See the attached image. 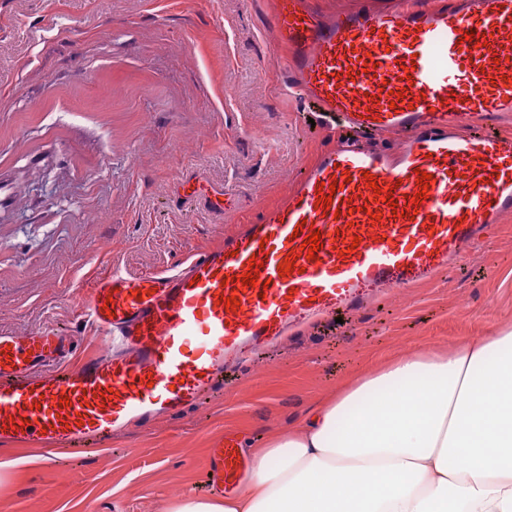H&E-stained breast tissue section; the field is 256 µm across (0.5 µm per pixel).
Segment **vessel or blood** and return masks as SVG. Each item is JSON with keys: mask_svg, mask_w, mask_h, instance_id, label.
Listing matches in <instances>:
<instances>
[{"mask_svg": "<svg viewBox=\"0 0 512 512\" xmlns=\"http://www.w3.org/2000/svg\"><path fill=\"white\" fill-rule=\"evenodd\" d=\"M271 24L285 90L346 138L222 248L166 272L99 278L82 298L103 335L98 357L71 365L72 338L50 327L0 333L1 445L51 452L195 406L226 367L370 293L450 269L512 214V135L499 129L512 115V0H393L327 19L277 0ZM393 133L395 150L359 144ZM246 465L234 440L213 449L216 489Z\"/></svg>", "mask_w": 512, "mask_h": 512, "instance_id": "1", "label": "vessel or blood"}]
</instances>
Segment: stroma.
Segmentation results:
<instances>
[{
    "instance_id": "35a3bbf8",
    "label": "stroma",
    "mask_w": 512,
    "mask_h": 512,
    "mask_svg": "<svg viewBox=\"0 0 512 512\" xmlns=\"http://www.w3.org/2000/svg\"><path fill=\"white\" fill-rule=\"evenodd\" d=\"M274 0H0V332L101 346L82 292L177 266L277 205L336 140L273 66ZM232 208L213 206L214 198ZM512 326V215L446 276L326 316L200 405L52 463L29 447L0 512H169L396 354ZM237 443L228 438L221 448L212 449V478L220 492L230 489L237 483L247 461Z\"/></svg>"
}]
</instances>
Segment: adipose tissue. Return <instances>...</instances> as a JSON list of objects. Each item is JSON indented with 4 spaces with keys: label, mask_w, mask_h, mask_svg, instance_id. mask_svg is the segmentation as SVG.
I'll list each match as a JSON object with an SVG mask.
<instances>
[{
    "label": "adipose tissue",
    "mask_w": 512,
    "mask_h": 512,
    "mask_svg": "<svg viewBox=\"0 0 512 512\" xmlns=\"http://www.w3.org/2000/svg\"><path fill=\"white\" fill-rule=\"evenodd\" d=\"M174 512H512V330L391 357Z\"/></svg>",
    "instance_id": "obj_1"
}]
</instances>
